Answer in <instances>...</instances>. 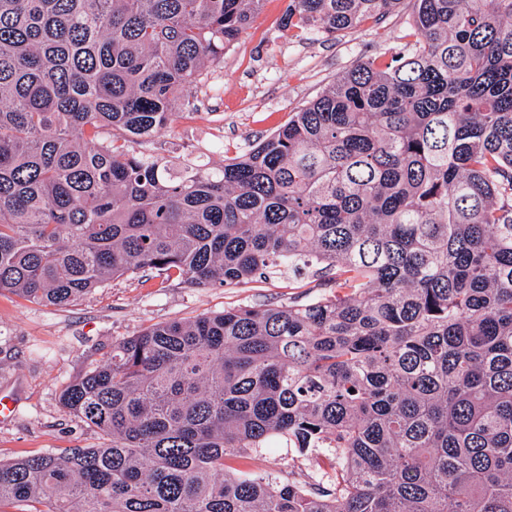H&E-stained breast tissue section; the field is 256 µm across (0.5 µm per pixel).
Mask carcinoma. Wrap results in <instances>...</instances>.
<instances>
[{
  "label": "carcinoma",
  "instance_id": "obj_1",
  "mask_svg": "<svg viewBox=\"0 0 512 512\" xmlns=\"http://www.w3.org/2000/svg\"><path fill=\"white\" fill-rule=\"evenodd\" d=\"M402 2L288 0L282 25ZM410 2L413 43L211 169L131 145L264 0H0V291L336 277L113 342L60 394L105 443L0 462V512H512V0ZM263 448L324 479L233 466Z\"/></svg>",
  "mask_w": 512,
  "mask_h": 512
}]
</instances>
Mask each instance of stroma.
Here are the masks:
<instances>
[{
	"mask_svg": "<svg viewBox=\"0 0 512 512\" xmlns=\"http://www.w3.org/2000/svg\"><path fill=\"white\" fill-rule=\"evenodd\" d=\"M284 6L285 0H266L220 66L194 87L195 111L177 114L170 128L135 144V153L188 156L222 166L286 125L297 108L359 60L392 55L411 41L407 0L384 21L369 20L334 36L284 31ZM335 290L328 276L189 288L177 278L165 282L140 273L113 279L63 308L0 295V393L17 402L14 418L0 422V460L100 445L99 435L69 415L59 395L114 340L159 322L244 305L302 303Z\"/></svg>",
	"mask_w": 512,
	"mask_h": 512,
	"instance_id": "obj_1",
	"label": "stroma"
}]
</instances>
